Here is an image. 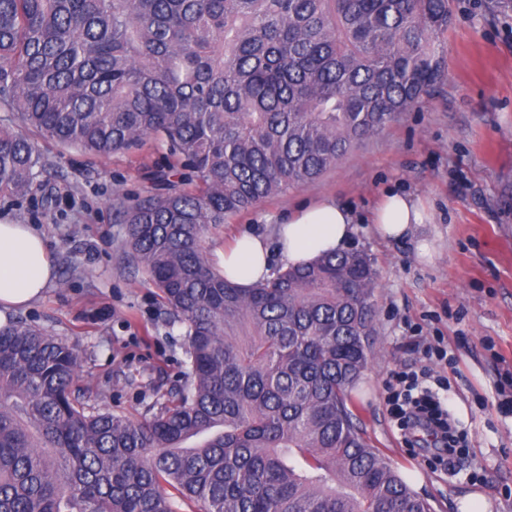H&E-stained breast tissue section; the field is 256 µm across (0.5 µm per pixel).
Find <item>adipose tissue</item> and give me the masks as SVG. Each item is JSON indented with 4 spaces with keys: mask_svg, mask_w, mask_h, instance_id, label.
<instances>
[{
    "mask_svg": "<svg viewBox=\"0 0 512 512\" xmlns=\"http://www.w3.org/2000/svg\"><path fill=\"white\" fill-rule=\"evenodd\" d=\"M426 214L410 196L388 193L373 215L377 233L388 239L406 236ZM351 212L325 199L297 208L279 231L288 265L343 251L354 234ZM270 248L259 236L241 234L225 246L222 267L227 279L249 288L271 275ZM52 255L44 236L31 224L0 223V309L11 311L40 299L54 280Z\"/></svg>",
    "mask_w": 512,
    "mask_h": 512,
    "instance_id": "ef3b65f1",
    "label": "adipose tissue"
}]
</instances>
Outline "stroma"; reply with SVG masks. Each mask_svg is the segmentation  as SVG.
<instances>
[{
    "mask_svg": "<svg viewBox=\"0 0 512 512\" xmlns=\"http://www.w3.org/2000/svg\"><path fill=\"white\" fill-rule=\"evenodd\" d=\"M450 7L443 85L316 181L227 219L205 248L217 266L236 235L276 246L281 221L300 204L330 198L350 209V247L377 274L374 355L353 391L369 445L435 512H466L474 498L484 512H512V7ZM33 142L45 164L37 187L24 198L0 193V222L36 226L56 278L18 315L78 345L88 404L141 417L151 381L163 378L169 390L182 383L184 330L166 324L157 289L128 257L112 198L147 194L146 172L162 149L149 138L91 156L38 135ZM389 191L426 210L425 223L398 240L371 222ZM429 347L448 352L433 368L448 379V406L466 438L452 473L403 445L390 414L398 372L424 364Z\"/></svg>",
    "mask_w": 512,
    "mask_h": 512,
    "instance_id": "obj_1",
    "label": "stroma"
}]
</instances>
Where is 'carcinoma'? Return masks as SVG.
<instances>
[{
    "instance_id": "cac0c4a2",
    "label": "carcinoma",
    "mask_w": 512,
    "mask_h": 512,
    "mask_svg": "<svg viewBox=\"0 0 512 512\" xmlns=\"http://www.w3.org/2000/svg\"><path fill=\"white\" fill-rule=\"evenodd\" d=\"M448 0H0V106L90 155L165 147L113 198L184 327L151 417L73 391L78 348L0 326V512H431L356 423L375 271L325 254L242 288L205 258L228 217L318 179L445 77ZM42 167L0 126V192Z\"/></svg>"
}]
</instances>
